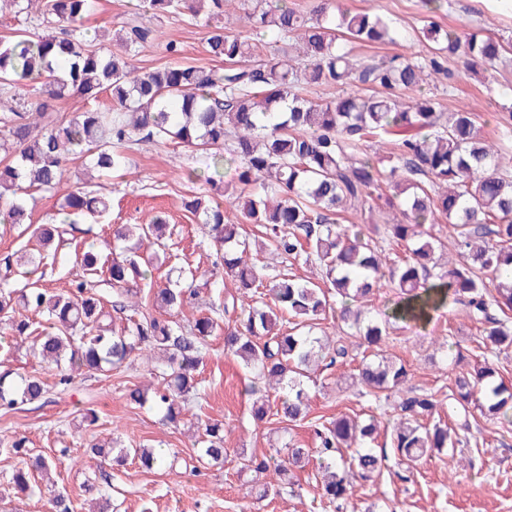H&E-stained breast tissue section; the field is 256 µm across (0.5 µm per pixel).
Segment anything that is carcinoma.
Listing matches in <instances>:
<instances>
[{"mask_svg": "<svg viewBox=\"0 0 512 512\" xmlns=\"http://www.w3.org/2000/svg\"><path fill=\"white\" fill-rule=\"evenodd\" d=\"M41 4L37 19L62 27V35H40L27 29L0 40V85L13 105L0 113L8 138L0 149L15 148L16 157L0 163V199L12 195L6 221L27 223L26 196L36 188L58 192L66 184L67 162L85 157L91 168L122 170L126 149L138 142L174 141L205 155L204 179L218 197L191 195L184 209L202 224L217 246L210 275L230 277L242 302L212 303L207 313L185 327L172 315L196 300L193 271L156 288L152 269L166 257L172 227L163 215L149 224L121 225L113 240L123 255L104 259L84 249L76 256L78 280L62 292L32 286L11 287L12 276L38 272L49 254L31 256L30 271L5 266L0 275V316L12 335L32 339L33 355L49 363L52 373L0 375V409L8 412L43 400L50 390L71 384L74 369L102 374L127 361H150L155 351L164 362L155 367L156 384L147 393L133 388L129 404L151 403L173 427L184 420L188 397L202 390L198 368L211 337L224 331V350L254 374L250 389L254 421L270 416L289 424L305 420L310 395L309 370L319 372L348 355L346 341L375 350L362 360L354 384L378 408L393 405L399 420L390 433L396 464L408 473L435 451L462 442L455 430L470 433L472 410L512 423V389L496 381L488 360L460 373L448 397V413L457 428L439 413L433 393L406 388L405 364L380 354L390 323L422 325L448 303L460 306L483 325V348L490 353L512 349V321L495 311H512V169L503 165L512 148V115L498 118L499 137L481 135L476 112L441 111L424 92L445 63L460 59L474 73L497 68L512 53V38L494 33L461 32L428 21L416 38L433 44L429 57L393 54L356 61L349 45L395 44L399 32L386 18L344 9L335 0H317L308 13L289 0H240L249 29L231 34L223 24L230 0H143L153 13L193 18L206 13L207 51L219 68L174 63L141 72L130 51L157 40L154 29L130 21L118 32L122 50L105 56L87 39L84 21L92 0H8ZM270 36L272 40L264 41ZM342 88L323 100L322 87ZM30 87L33 96L19 98L13 88ZM110 100L44 126L30 121L67 97ZM233 169L224 182L215 175ZM66 190V189H64ZM397 213L364 224H340L341 215L363 211L372 197ZM235 212L231 223L224 207ZM63 210L92 219L109 209L107 197L80 187L63 195ZM440 217L455 233L457 259L437 269V240L430 225ZM243 224L258 226L250 242L240 238ZM66 230L58 224L33 229L43 248ZM403 248V254L394 248ZM274 251L282 262L314 260L323 284L286 271L265 280L258 255ZM105 279L120 308L133 315L116 327L103 323L104 298L92 292ZM147 287L144 304L140 290ZM396 300L384 317L363 304L382 285ZM35 311L47 326L33 333L21 311ZM239 313L240 326L222 328ZM336 319L335 343L324 344L314 329L327 317ZM319 439L321 503L344 512L356 483L368 481L386 466V455L374 451L378 421L339 415L321 424ZM197 462L224 463V426L196 425ZM5 452L19 459L10 483L25 495L34 493L32 478L57 468L54 458L29 454L22 437ZM103 460L132 459L147 471L173 466L178 455L169 448H109L92 445ZM311 449L297 444L251 455L245 467L266 477L256 499L277 495L292 484L294 473L310 463Z\"/></svg>", "mask_w": 512, "mask_h": 512, "instance_id": "1", "label": "carcinoma"}]
</instances>
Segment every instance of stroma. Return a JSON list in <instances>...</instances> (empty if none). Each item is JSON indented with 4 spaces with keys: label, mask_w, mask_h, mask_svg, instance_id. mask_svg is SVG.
Returning <instances> with one entry per match:
<instances>
[{
    "label": "stroma",
    "mask_w": 512,
    "mask_h": 512,
    "mask_svg": "<svg viewBox=\"0 0 512 512\" xmlns=\"http://www.w3.org/2000/svg\"><path fill=\"white\" fill-rule=\"evenodd\" d=\"M140 0H95L84 27L97 33L104 51L115 50L113 34L130 19L137 18L163 31L176 42L181 62L213 66L206 50L207 28L203 20L186 22L170 16L138 13ZM342 7L380 14L400 32L397 43L386 46H354V58L380 57L393 53L427 54L414 33L425 15L421 0H340ZM439 21L468 30L482 27L512 36V0H447ZM451 79H433L427 85L444 109L470 110L486 121L485 137L497 134L496 116L502 107H512V55L488 83L470 75L460 60L448 62ZM129 166L118 173H100L87 179V162H69L71 185L86 181L109 192L110 212L98 223L80 222L67 229L60 240L55 262L40 281L52 291L68 289L78 269L77 249L94 246L102 256L113 253L112 230L120 224H145L157 213H165L176 232L171 241V261L197 272L212 269L216 247L202 225L186 212L182 202L199 192L200 183L190 181V169L202 167L204 158L173 142L139 143L127 151ZM62 198L57 193L33 195L31 226L0 223V258L32 248V225L61 220ZM478 324L455 305L434 313L427 324L396 325L382 346L386 356L406 364L410 384L418 390L447 396L458 372L469 369L483 355L478 343ZM363 356L352 348L349 356L319 375L311 387L310 412L290 433H283L277 420L255 423L247 389L251 374L240 360L224 350L223 336L211 340V349L200 366L204 381L201 398L189 404V418L224 424L227 455L223 465L190 471L195 465L194 449L186 428L162 424L156 409L132 407L126 401L129 389L147 385L145 365L127 362L102 375L76 376L64 393H51L48 401L0 413V441L16 437L26 440L33 453L58 456L62 465L54 480L66 492L76 512H95L111 502L112 512H322L315 487L314 466L297 472L293 489L265 500H256L255 474L244 468L243 459L281 447L293 437L306 448L317 447L315 423L339 413L365 417L370 412L367 398L358 394L353 374ZM98 416L95 425L84 423L86 410ZM476 443L462 444L460 451L434 455L419 466L411 481L401 482L385 472L373 481L358 485L348 512H512V423L477 417L472 424ZM117 438L128 448H171L179 453L177 464L168 470L147 472L134 464H99L85 450L98 441ZM13 456L0 452V512H48L50 490L23 496L8 483L15 466Z\"/></svg>",
    "instance_id": "stroma-1"
}]
</instances>
